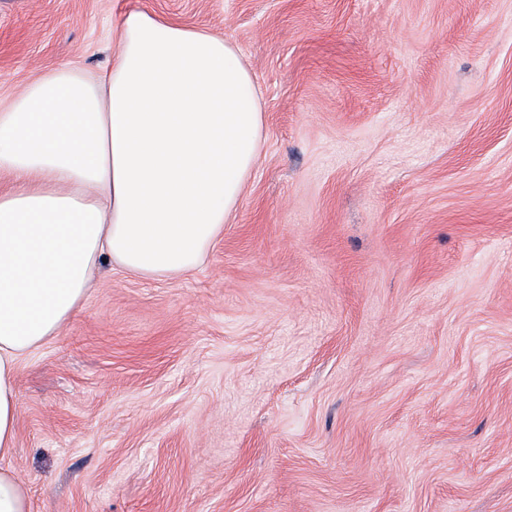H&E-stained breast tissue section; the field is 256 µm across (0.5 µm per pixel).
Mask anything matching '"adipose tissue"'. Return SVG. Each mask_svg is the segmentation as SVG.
<instances>
[{"label":"adipose tissue","instance_id":"1","mask_svg":"<svg viewBox=\"0 0 512 512\" xmlns=\"http://www.w3.org/2000/svg\"><path fill=\"white\" fill-rule=\"evenodd\" d=\"M262 146L236 47L141 10L99 77L58 68L0 106V512H31L3 465L21 358L79 311L102 262L148 279L199 267Z\"/></svg>","mask_w":512,"mask_h":512}]
</instances>
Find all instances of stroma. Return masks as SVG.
<instances>
[{
  "mask_svg": "<svg viewBox=\"0 0 512 512\" xmlns=\"http://www.w3.org/2000/svg\"><path fill=\"white\" fill-rule=\"evenodd\" d=\"M132 9L238 49L265 143L203 265L21 359L31 512H512V0H0V101Z\"/></svg>",
  "mask_w": 512,
  "mask_h": 512,
  "instance_id": "1",
  "label": "stroma"
}]
</instances>
